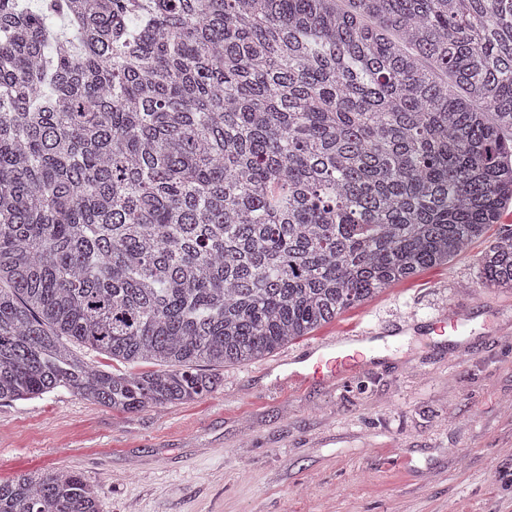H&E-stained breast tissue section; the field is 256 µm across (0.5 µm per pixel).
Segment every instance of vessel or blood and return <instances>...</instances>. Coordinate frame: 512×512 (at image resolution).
<instances>
[{
  "label": "vessel or blood",
  "instance_id": "vessel-or-blood-1",
  "mask_svg": "<svg viewBox=\"0 0 512 512\" xmlns=\"http://www.w3.org/2000/svg\"><path fill=\"white\" fill-rule=\"evenodd\" d=\"M402 327L391 329L376 326L354 336L324 341L306 350L308 377L326 379L356 370L364 361L366 351L377 342H386L388 336L401 335Z\"/></svg>",
  "mask_w": 512,
  "mask_h": 512
}]
</instances>
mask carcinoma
Returning <instances> with one entry per match:
<instances>
[{
	"instance_id": "obj_1",
	"label": "carcinoma",
	"mask_w": 512,
	"mask_h": 512,
	"mask_svg": "<svg viewBox=\"0 0 512 512\" xmlns=\"http://www.w3.org/2000/svg\"><path fill=\"white\" fill-rule=\"evenodd\" d=\"M346 2L0 0V401L190 402L497 223L512 0ZM478 263L512 289V231ZM0 512L100 508L35 471Z\"/></svg>"
}]
</instances>
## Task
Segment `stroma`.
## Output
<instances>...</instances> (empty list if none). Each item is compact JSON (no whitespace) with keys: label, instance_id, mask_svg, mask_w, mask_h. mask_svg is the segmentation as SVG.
<instances>
[{"label":"stroma","instance_id":"obj_1","mask_svg":"<svg viewBox=\"0 0 512 512\" xmlns=\"http://www.w3.org/2000/svg\"><path fill=\"white\" fill-rule=\"evenodd\" d=\"M470 248L246 364L196 401L118 412L60 390L0 401V481L65 468L101 512H512V289ZM456 312L457 335L430 320ZM409 321L357 372L289 377L311 344Z\"/></svg>","mask_w":512,"mask_h":512}]
</instances>
